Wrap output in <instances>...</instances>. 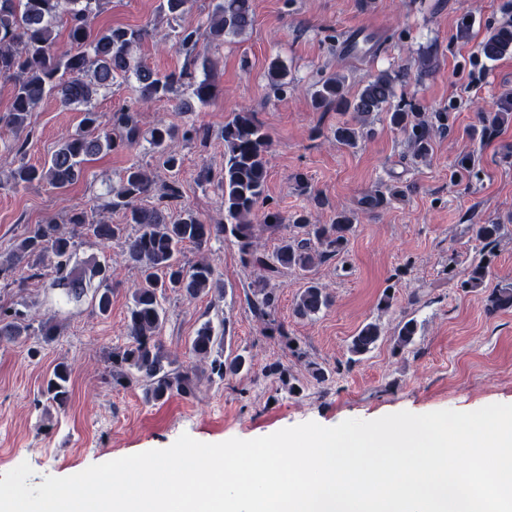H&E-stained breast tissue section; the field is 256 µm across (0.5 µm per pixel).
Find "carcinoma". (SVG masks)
Instances as JSON below:
<instances>
[{
  "mask_svg": "<svg viewBox=\"0 0 512 512\" xmlns=\"http://www.w3.org/2000/svg\"><path fill=\"white\" fill-rule=\"evenodd\" d=\"M105 0H0V78L12 83V105L0 116V129L12 137L10 147L24 152L27 140L22 134L28 119L43 98L54 95L62 106L83 112L82 129L65 139L40 166L22 165L13 172L12 186L29 187L46 184L63 188L76 181L84 163L103 151L131 148L141 139V129L133 112H118L111 128L100 127L93 100L103 89L120 79L135 78L139 97L144 102L169 97L175 87H185L188 98L205 106L216 95V87L205 74L192 76L184 69L178 73L161 74L146 66L137 56V49L148 35L145 28L111 27L91 32L88 20L102 10ZM187 0H162L159 11L167 19L184 13ZM254 25L252 0H214L205 30L206 43L199 44L196 30L175 35L179 50L187 60L202 57V66L210 67L205 52L224 43L227 37H241ZM64 26L74 46L69 53L56 50V29ZM480 53L494 61L512 52V26L493 31L479 46ZM267 80L275 91L287 85L286 69L276 60L271 62ZM394 97V77L388 71L376 74L362 90L350 98L344 90V79L332 73L319 79L312 92L315 106L334 107L353 114V122H345L333 132L337 143L354 147L364 136L366 117L383 114L392 127L406 136L408 148L415 157L425 158L432 151L434 138L448 129V113L416 112L412 109L391 108ZM495 127L512 120V100L500 103V111L482 116ZM177 135L171 124L158 123L149 133L152 152L168 170L181 166L177 153L168 149V142ZM224 142V177L218 183L224 206L223 224H208L189 208L177 218L169 212L171 203L182 197L180 184L173 179L158 191L149 171L133 163L120 177L119 187L112 190L107 202L109 210L124 212L125 223L90 222L84 211L73 212L60 224L49 220L24 229L23 233L0 252V277L15 271L20 277L8 285L23 287L29 280H46L45 288L59 291L68 302H78L89 288H94L93 300L98 313L106 315L112 306V285L108 266L94 258L76 261V238L90 235L105 245H120L125 260L139 271L140 283L135 289L126 323L129 341L112 351L110 376L117 384L137 383L148 403L164 401L174 394L190 395L195 388L193 369L180 366L165 349L160 332L166 320L163 302L170 294L192 298L212 294L224 296L223 283L215 275L209 261L194 263L184 260V250H202L213 240L231 237L242 259L259 271L251 283V312L266 328L278 334L292 353H300L294 337L275 323L276 291L271 283L286 270L309 272L318 264L343 253L355 228V217L346 211L336 213L329 224L312 221L311 213L302 211L292 217L298 232L283 236L270 253L261 250L260 236L281 228L279 213L269 211L263 223L255 224L251 217L264 199L268 177L267 156L270 140L253 116L241 110L224 124L220 131ZM156 202L145 206L146 198ZM475 239L483 247L501 238V224H475ZM488 266L480 261L471 265L460 287L471 292L485 288ZM331 294L320 282L311 280L300 293L294 312L300 318H312L328 308ZM492 311L512 310V283L492 289L487 296ZM59 325L50 317L33 328L28 314L13 305L0 302V342L15 341L23 336L37 335L51 341ZM418 334L416 320L402 322L394 334L399 351L413 345ZM382 338L380 324L370 322L352 337L348 346L350 360L356 361L372 352ZM193 355L209 362L210 374L222 381L251 368V359L244 354L224 357V318L218 323L208 319L198 328L190 346ZM294 394L300 391L297 379L280 363L266 368ZM70 368L65 363L55 366L45 382L44 395L57 407H66L69 400Z\"/></svg>",
  "mask_w": 512,
  "mask_h": 512,
  "instance_id": "cac0c4a2",
  "label": "carcinoma"
}]
</instances>
